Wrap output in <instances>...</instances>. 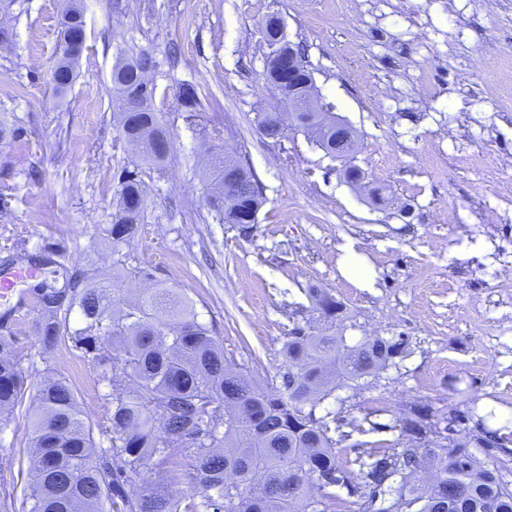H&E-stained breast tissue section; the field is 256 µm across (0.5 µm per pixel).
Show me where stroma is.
Segmentation results:
<instances>
[{
    "label": "stroma",
    "instance_id": "35a3bbf8",
    "mask_svg": "<svg viewBox=\"0 0 512 512\" xmlns=\"http://www.w3.org/2000/svg\"><path fill=\"white\" fill-rule=\"evenodd\" d=\"M84 5L87 48L60 96L50 73L63 0H0V119L16 130L0 140V258L50 255L51 286L66 268L111 280L117 258L103 229L120 171L137 170L147 209L128 262L191 299L227 350L248 345L251 369L274 374L291 330L320 326L310 291L328 292L345 308L334 332L348 344L410 342L369 388L336 389L318 408L355 420L344 447L400 443L394 425L416 404L455 412L449 434L467 441L489 408L502 446L474 455L512 483V0ZM268 14L283 18L322 101L354 128L348 161L301 132L260 133L259 113L275 104L258 33ZM132 46L158 62L156 107L171 136L161 169L119 134L111 74ZM186 84L205 103L192 122L179 100ZM220 152L263 187L259 221L244 233L205 204L202 171ZM349 165L363 183L346 182ZM349 241L377 273L373 290L338 272ZM14 287L26 304L0 305V334L24 356L26 397L0 420V512H22L28 415L45 376L66 379L87 423L103 413L93 362L62 345L45 351L30 283Z\"/></svg>",
    "mask_w": 512,
    "mask_h": 512
}]
</instances>
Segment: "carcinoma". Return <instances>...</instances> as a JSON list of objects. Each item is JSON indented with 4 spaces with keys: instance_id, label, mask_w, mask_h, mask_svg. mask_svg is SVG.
<instances>
[{
    "instance_id": "1",
    "label": "carcinoma",
    "mask_w": 512,
    "mask_h": 512,
    "mask_svg": "<svg viewBox=\"0 0 512 512\" xmlns=\"http://www.w3.org/2000/svg\"><path fill=\"white\" fill-rule=\"evenodd\" d=\"M60 41H81L85 34L80 0H68L59 18ZM280 18L259 22L267 46L276 42ZM77 57L60 54L51 82L61 95L74 80ZM155 57L131 51L112 70L117 97L135 96L144 87L141 71L154 69ZM181 104L195 117L202 106L195 88L180 91ZM284 112L272 119L266 137L280 139L292 129ZM120 133L147 163L162 168L169 155L151 142L170 138L155 101L145 112H125ZM206 205L221 224H249L264 196L256 176L225 164L218 156L203 172ZM112 223L103 228L112 253L121 255L139 231L146 196L137 172L122 169ZM119 275L150 280L154 287L139 298L121 302L117 289L63 278L69 301L46 306L39 335L43 347L68 340L99 367L104 386L101 431L109 446L96 448L93 428L82 419L77 396L61 378L46 379L32 417L26 454L30 477L24 512H389L385 501L399 478V494L413 512H512V489L497 469L478 464L467 443L448 445L437 434V447L419 450L421 423L435 416L428 405H413L394 425L412 436L400 448L377 444L354 449L340 462L334 433L345 418L318 416L316 410L337 388L354 390L406 353L402 337L376 336L354 346L324 332L296 327L284 343L283 363L274 376L258 379L224 341L197 319L193 302L155 279L141 267H125ZM313 306L332 324L344 314L343 304L327 293H314ZM78 310L81 327L63 334L60 311ZM22 359L12 336H0V411H12L25 399ZM480 417L481 448L498 445V430ZM434 471L417 484L424 460ZM150 474L140 488L126 490L128 474ZM190 484L199 492L176 497L170 488Z\"/></svg>"
}]
</instances>
